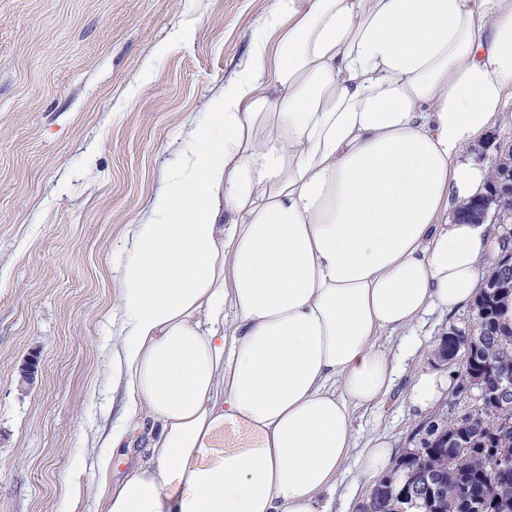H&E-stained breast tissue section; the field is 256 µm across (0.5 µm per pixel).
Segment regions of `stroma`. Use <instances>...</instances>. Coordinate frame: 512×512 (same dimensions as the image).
Here are the masks:
<instances>
[{
	"label": "stroma",
	"mask_w": 512,
	"mask_h": 512,
	"mask_svg": "<svg viewBox=\"0 0 512 512\" xmlns=\"http://www.w3.org/2000/svg\"><path fill=\"white\" fill-rule=\"evenodd\" d=\"M273 0H0V512L71 509L91 419L112 412V290L181 134L247 58ZM189 28L161 59L155 46ZM473 308L424 316L407 372H457L428 346ZM35 363L32 379L23 369ZM402 388L359 410L356 442L397 455L429 423Z\"/></svg>",
	"instance_id": "1"
}]
</instances>
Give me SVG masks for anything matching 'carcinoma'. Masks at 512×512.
<instances>
[{
  "instance_id": "cac0c4a2",
  "label": "carcinoma",
  "mask_w": 512,
  "mask_h": 512,
  "mask_svg": "<svg viewBox=\"0 0 512 512\" xmlns=\"http://www.w3.org/2000/svg\"><path fill=\"white\" fill-rule=\"evenodd\" d=\"M474 324L480 339L463 363L460 378L465 380L478 369L494 392L504 375L512 376V291L483 306ZM424 434L421 445L407 457L418 464L428 486L437 490L438 502L427 495L408 512H512V406L492 411L470 426L442 414ZM454 436L464 441L467 451L460 452L451 442ZM404 483L403 479L395 484L382 481L362 510L391 512Z\"/></svg>"
}]
</instances>
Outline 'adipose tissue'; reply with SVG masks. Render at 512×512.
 <instances>
[{
  "instance_id": "obj_1",
  "label": "adipose tissue",
  "mask_w": 512,
  "mask_h": 512,
  "mask_svg": "<svg viewBox=\"0 0 512 512\" xmlns=\"http://www.w3.org/2000/svg\"><path fill=\"white\" fill-rule=\"evenodd\" d=\"M512 95V0H274L243 67L183 137L113 293L119 416L92 435L98 512H333L400 360L381 339L473 304L496 225L457 219L491 156L466 157ZM449 373L415 372L435 411ZM148 445L117 470L139 431ZM224 453L206 457L216 433Z\"/></svg>"
}]
</instances>
